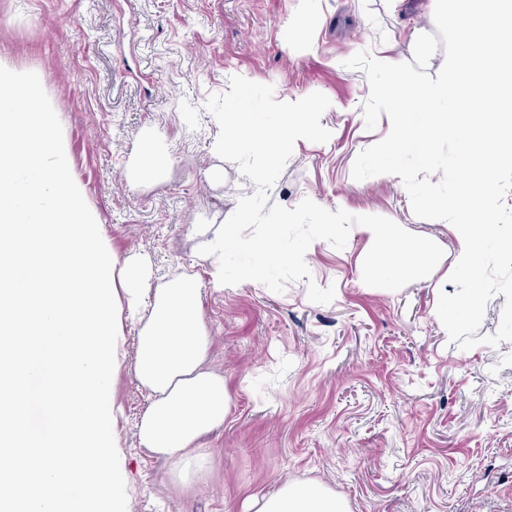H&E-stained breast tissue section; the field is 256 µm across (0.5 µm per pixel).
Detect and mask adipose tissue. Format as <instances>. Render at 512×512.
Segmentation results:
<instances>
[{
	"label": "adipose tissue",
	"instance_id": "obj_1",
	"mask_svg": "<svg viewBox=\"0 0 512 512\" xmlns=\"http://www.w3.org/2000/svg\"><path fill=\"white\" fill-rule=\"evenodd\" d=\"M171 164L164 139L143 131L129 179L154 184ZM67 168L34 83L0 67V512H129L112 464L109 402L122 308L138 315L134 371L148 394L141 447L186 477L231 409L223 374L207 364L201 295L203 282L224 287V250L250 214L249 198L238 196L219 227L198 225L204 273L184 271L152 289L145 257L102 247ZM252 505L347 512L334 493L290 483Z\"/></svg>",
	"mask_w": 512,
	"mask_h": 512
}]
</instances>
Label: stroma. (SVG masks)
<instances>
[{
	"label": "stroma",
	"mask_w": 512,
	"mask_h": 512,
	"mask_svg": "<svg viewBox=\"0 0 512 512\" xmlns=\"http://www.w3.org/2000/svg\"><path fill=\"white\" fill-rule=\"evenodd\" d=\"M432 0H0V59L34 77L65 144L67 176L95 211L118 257H146L153 284L198 268L197 224H220L255 186L214 151L205 110L231 76L272 85L276 100L324 94L327 142H299L270 191L355 215L387 217L434 240V272L400 290L370 287V239L352 228L344 248L318 240L305 260L331 303L305 282L204 288L209 361L223 372L231 411L205 440L201 481L175 480L171 462L137 442L146 394L133 370L138 325L122 313L111 390L115 464L130 512H246L250 495L284 482L318 485L348 512H512V343L464 351L436 312L459 248L453 227L416 217L400 177L355 180L357 155L384 138L367 129L364 72L345 67L382 45L412 58L435 30ZM308 21L312 50L284 49L289 19ZM151 128L172 154L150 187L127 179L137 137ZM223 167L224 178L208 172Z\"/></svg>",
	"instance_id": "stroma-1"
}]
</instances>
